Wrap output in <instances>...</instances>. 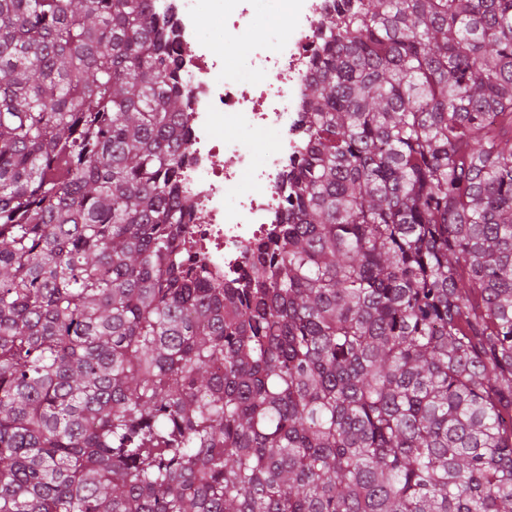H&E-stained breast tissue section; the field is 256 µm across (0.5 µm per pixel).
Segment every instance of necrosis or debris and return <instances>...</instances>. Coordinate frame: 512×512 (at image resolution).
<instances>
[{
    "instance_id": "obj_1",
    "label": "necrosis or debris",
    "mask_w": 512,
    "mask_h": 512,
    "mask_svg": "<svg viewBox=\"0 0 512 512\" xmlns=\"http://www.w3.org/2000/svg\"><path fill=\"white\" fill-rule=\"evenodd\" d=\"M157 14L173 15L175 41L189 87L187 116L191 164L181 197L196 214L180 250L201 260L219 282L238 286L258 240L277 233L283 214L281 188L301 153L306 83L318 23L334 0H153ZM221 20L224 38H243L260 22L278 27L262 42L250 75L217 53L199 30ZM249 129L276 138L262 156L239 139H222L219 128Z\"/></svg>"
}]
</instances>
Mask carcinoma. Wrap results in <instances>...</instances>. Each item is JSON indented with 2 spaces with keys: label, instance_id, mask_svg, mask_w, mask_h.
<instances>
[{
  "label": "carcinoma",
  "instance_id": "cac0c4a2",
  "mask_svg": "<svg viewBox=\"0 0 512 512\" xmlns=\"http://www.w3.org/2000/svg\"><path fill=\"white\" fill-rule=\"evenodd\" d=\"M286 222L174 246L150 0H0V512H512V0H337Z\"/></svg>",
  "mask_w": 512,
  "mask_h": 512
}]
</instances>
